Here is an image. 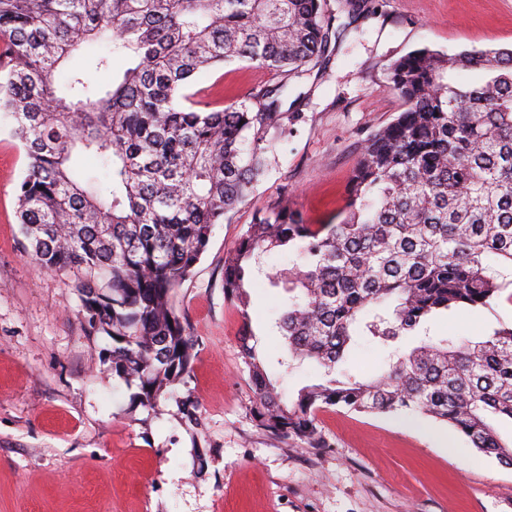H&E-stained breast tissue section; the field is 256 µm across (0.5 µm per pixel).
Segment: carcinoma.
<instances>
[{"label":"carcinoma","instance_id":"obj_1","mask_svg":"<svg viewBox=\"0 0 512 512\" xmlns=\"http://www.w3.org/2000/svg\"><path fill=\"white\" fill-rule=\"evenodd\" d=\"M325 0H0V113L27 159L17 214L43 271L73 276L103 363L152 410L189 372L195 340L177 288L212 227L266 176L280 97L328 52ZM105 43L103 83L55 73ZM248 61L281 77L243 100L197 108V73ZM388 88L403 108L362 141L339 221L308 224L278 204L258 213L224 258V297L258 422L321 446L316 413L415 414L448 426L484 457L512 466V325L476 340L429 335L456 308L512 302V48L422 47L395 59ZM100 163L87 181L78 159ZM286 253L288 305L277 319L289 355L324 379L285 398L257 351L248 287L262 258ZM416 345L367 380L336 377L356 336Z\"/></svg>","mask_w":512,"mask_h":512}]
</instances>
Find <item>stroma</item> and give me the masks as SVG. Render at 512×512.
<instances>
[{
    "instance_id": "obj_1",
    "label": "stroma",
    "mask_w": 512,
    "mask_h": 512,
    "mask_svg": "<svg viewBox=\"0 0 512 512\" xmlns=\"http://www.w3.org/2000/svg\"><path fill=\"white\" fill-rule=\"evenodd\" d=\"M336 16V40L307 78L290 84L288 134L269 175L224 223L175 304L196 340L183 382L155 409L131 392L86 336L70 279L40 270L23 248L17 188L26 156L0 116V512H512V469L447 427L412 414H317L325 447L274 435L253 414L240 352L242 324L224 298V257L257 212L287 202L310 224L335 221L363 139L401 101L389 64L428 46L447 53L512 47V0H375ZM239 61L200 74L199 106L274 84ZM287 294L258 278L249 314L284 396L320 377L309 361L283 365L268 329ZM512 324V304L460 309L433 331L473 340Z\"/></svg>"
}]
</instances>
